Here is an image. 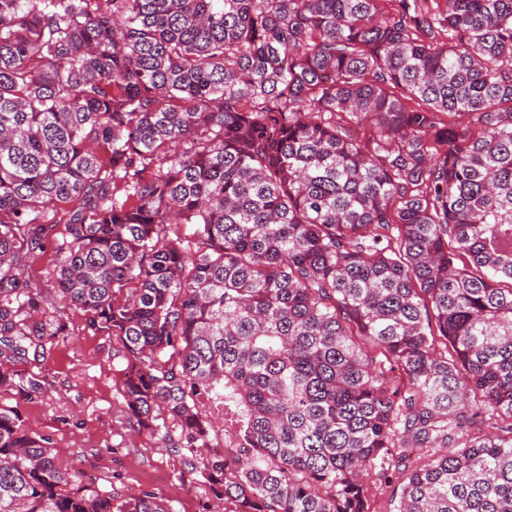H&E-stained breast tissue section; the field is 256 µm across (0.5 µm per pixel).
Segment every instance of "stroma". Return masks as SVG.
Wrapping results in <instances>:
<instances>
[{
  "instance_id": "1",
  "label": "stroma",
  "mask_w": 512,
  "mask_h": 512,
  "mask_svg": "<svg viewBox=\"0 0 512 512\" xmlns=\"http://www.w3.org/2000/svg\"><path fill=\"white\" fill-rule=\"evenodd\" d=\"M57 249L36 253L21 278L38 293L43 321L66 324L65 335L28 352L15 368L38 378L30 398L0 389V405L16 407L27 430L59 449L64 468L95 478L125 501L145 491L168 500L172 512H207L211 491L182 456L166 452L159 436L137 433L119 389V344L86 328L79 311L60 301L53 278Z\"/></svg>"
}]
</instances>
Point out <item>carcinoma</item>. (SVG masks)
<instances>
[{"label": "carcinoma", "instance_id": "carcinoma-1", "mask_svg": "<svg viewBox=\"0 0 512 512\" xmlns=\"http://www.w3.org/2000/svg\"><path fill=\"white\" fill-rule=\"evenodd\" d=\"M59 236L139 431L168 415L229 512H371L372 472L394 512H512V0H0V388L26 398L14 362L66 327L18 272ZM0 512L170 510L0 405Z\"/></svg>", "mask_w": 512, "mask_h": 512}]
</instances>
